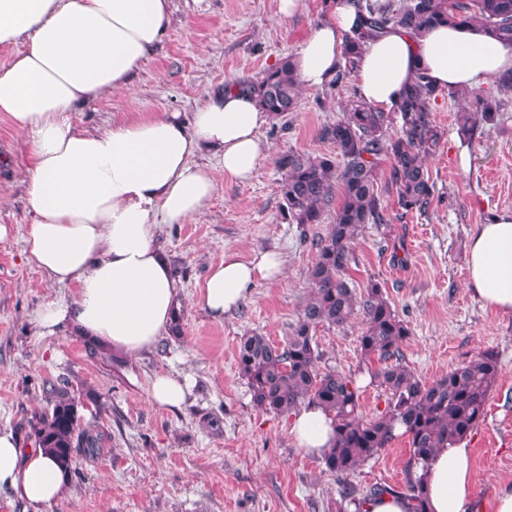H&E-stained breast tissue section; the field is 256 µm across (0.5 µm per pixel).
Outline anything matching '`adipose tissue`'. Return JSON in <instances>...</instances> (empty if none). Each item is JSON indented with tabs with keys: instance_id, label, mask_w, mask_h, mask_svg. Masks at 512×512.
Segmentation results:
<instances>
[{
	"instance_id": "ef3b65f1",
	"label": "adipose tissue",
	"mask_w": 512,
	"mask_h": 512,
	"mask_svg": "<svg viewBox=\"0 0 512 512\" xmlns=\"http://www.w3.org/2000/svg\"><path fill=\"white\" fill-rule=\"evenodd\" d=\"M170 19L171 0H0V47L26 45L0 68V112L29 143L25 187L36 221L27 258L72 291L34 313L41 334L66 328L128 356L151 351L174 324L181 290L158 243L161 229L202 215L216 192L193 156L209 150L226 179L244 181L266 152L258 132L272 116L234 88L209 93L187 122L169 112L101 131L71 123L78 105L129 89ZM358 24L354 0H336L293 59L299 85L331 80ZM420 72L437 88L479 89L512 73V45L473 25L443 24L417 36L393 27L365 44L355 80L365 101L389 109ZM283 268L277 254L245 260L226 250L200 303L222 318L249 287L280 278ZM469 287L486 305L512 312V211L475 230ZM292 432L298 448L321 456L333 443V417L303 406ZM420 475L430 512H476L467 441L437 449ZM67 483L41 448L22 447L12 430L0 429V488L45 512Z\"/></svg>"
}]
</instances>
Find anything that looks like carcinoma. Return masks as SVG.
I'll return each mask as SVG.
<instances>
[{
    "mask_svg": "<svg viewBox=\"0 0 512 512\" xmlns=\"http://www.w3.org/2000/svg\"><path fill=\"white\" fill-rule=\"evenodd\" d=\"M363 29L348 37L344 57L348 64L370 37L388 27L417 35L434 25L475 24L512 44V0H357ZM239 87L254 95L260 106L277 118L296 107L298 82L292 57L287 56L256 81ZM435 89L420 76L408 86L399 104L383 112L362 99L350 104L342 118L324 130L341 161L287 151L276 165L282 171L281 213L290 224L323 222L336 205L333 224L315 242L316 260L309 271L311 293L284 342L251 333L240 338L237 363L247 380L254 407L283 414L309 403L332 414L334 444L321 460L325 470L347 476L376 458L398 435L408 438L410 457L403 487L374 484L364 494L343 487L336 512H366L365 505L383 494H400L412 512H427L426 494L417 469L425 467L438 448L465 439L479 423L496 383L498 359L491 351L424 382L402 362L400 347L410 328L392 307L385 291L371 282L358 294L344 278L353 260L352 245L368 224H385L378 163L390 160L389 182L405 211H426L433 192L426 159L442 138L429 103ZM505 106L502 98L478 95L475 107L462 109L456 121L462 137H469L481 122H491ZM396 132H390L395 119ZM339 201H334L335 190ZM363 317L359 336L361 360L371 382L385 396V409L363 419L358 388L351 377L321 368L315 339L323 326H344ZM45 405L24 424L26 437L49 454L66 476L75 472V459H95L104 450L107 434L83 423L80 398L67 380L43 388Z\"/></svg>",
    "mask_w": 512,
    "mask_h": 512,
    "instance_id": "carcinoma-1",
    "label": "carcinoma"
}]
</instances>
